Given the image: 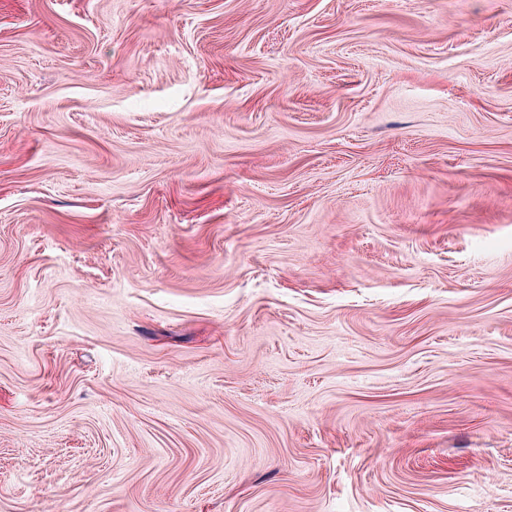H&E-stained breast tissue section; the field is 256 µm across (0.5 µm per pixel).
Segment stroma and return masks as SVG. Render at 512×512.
<instances>
[{
  "mask_svg": "<svg viewBox=\"0 0 512 512\" xmlns=\"http://www.w3.org/2000/svg\"><path fill=\"white\" fill-rule=\"evenodd\" d=\"M0 512H512V0H0Z\"/></svg>",
  "mask_w": 512,
  "mask_h": 512,
  "instance_id": "stroma-1",
  "label": "stroma"
}]
</instances>
